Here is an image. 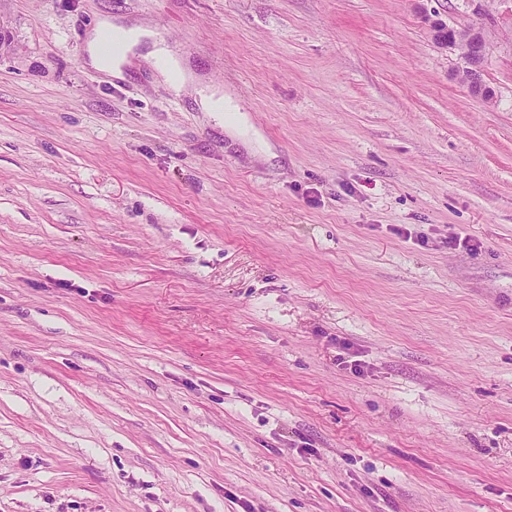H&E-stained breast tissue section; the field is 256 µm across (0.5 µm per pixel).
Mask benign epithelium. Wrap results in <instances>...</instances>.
<instances>
[{"label": "benign epithelium", "instance_id": "1", "mask_svg": "<svg viewBox=\"0 0 512 512\" xmlns=\"http://www.w3.org/2000/svg\"><path fill=\"white\" fill-rule=\"evenodd\" d=\"M475 14L477 21L467 28L447 26L429 16L426 21L434 31L436 41L463 58L465 66L460 78L465 81L472 95L490 103L495 93L482 79L490 45V29L483 22L486 12L482 0H477Z\"/></svg>", "mask_w": 512, "mask_h": 512}]
</instances>
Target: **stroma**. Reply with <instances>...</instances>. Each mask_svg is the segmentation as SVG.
Masks as SVG:
<instances>
[{"mask_svg":"<svg viewBox=\"0 0 512 512\" xmlns=\"http://www.w3.org/2000/svg\"><path fill=\"white\" fill-rule=\"evenodd\" d=\"M0 0V512H512V0ZM146 66L90 67L101 17ZM482 1L477 0L475 8L477 21L467 28L447 26L430 16L426 17V21L434 31L436 41L457 52L463 58L465 66L460 78L465 81L472 95L486 103H491L495 93L482 79L490 45V29L483 22L486 12ZM117 31L123 45L116 55H107L101 49L102 33ZM85 51L89 63L102 72L124 79L126 69L135 63H146L176 95L193 87L204 112H243L234 95L220 87L198 84L183 62L175 58L166 44L142 21L102 18L88 34Z\"/></svg>","mask_w":512,"mask_h":512,"instance_id":"obj_1","label":"stroma"}]
</instances>
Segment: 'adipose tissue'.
Here are the masks:
<instances>
[{
    "label": "adipose tissue",
    "mask_w": 512,
    "mask_h": 512,
    "mask_svg": "<svg viewBox=\"0 0 512 512\" xmlns=\"http://www.w3.org/2000/svg\"><path fill=\"white\" fill-rule=\"evenodd\" d=\"M112 30L123 37L120 52L113 56L105 54L100 45L103 32ZM85 51L93 67L117 79L124 78L127 68L134 64L150 65L173 93L194 88L202 111L221 113L240 109L232 93L216 86L198 84L183 62L171 54L166 44L157 39L144 22L102 18L88 34Z\"/></svg>",
    "instance_id": "1"
}]
</instances>
